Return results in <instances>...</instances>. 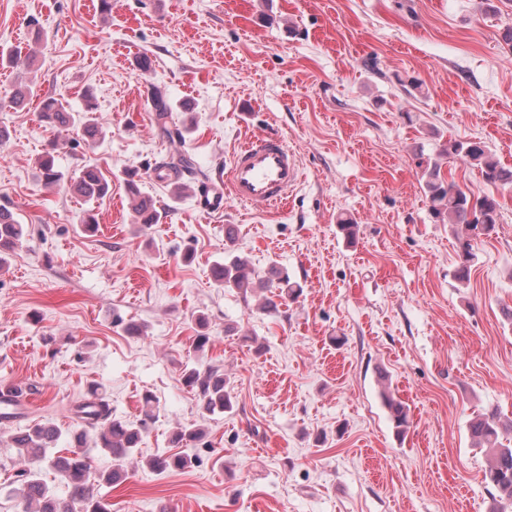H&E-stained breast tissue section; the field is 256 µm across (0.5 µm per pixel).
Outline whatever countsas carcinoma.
I'll use <instances>...</instances> for the list:
<instances>
[{
    "label": "carcinoma",
    "instance_id": "cac0c4a2",
    "mask_svg": "<svg viewBox=\"0 0 512 512\" xmlns=\"http://www.w3.org/2000/svg\"><path fill=\"white\" fill-rule=\"evenodd\" d=\"M154 107L161 132L168 139L184 138L187 128H170L166 119L171 111L165 92L155 89ZM41 117L52 128L59 131L75 129L88 145H94L105 136V127L96 115L92 99H86L83 111H74L63 98L46 96L41 103ZM477 169L483 180L491 184L512 186V169L503 165L481 140L451 141L443 146L436 157H419L426 199L433 218L441 224L454 227L460 248V263L454 278L464 283L468 279L470 263L474 260V243L495 233L501 211L499 201L489 195L480 194L469 188H462L453 180L442 175V159L448 156ZM39 177L47 185H57L68 180L74 194L86 201L104 198L109 192V182L103 173L93 165H88L70 178H65L56 166L54 157L48 153L38 160ZM158 177L174 185L175 192L182 189V180L193 176L197 168L192 157L180 154L155 163ZM129 204L132 211L145 225L157 224L162 214L149 196L141 193L134 182L128 183ZM23 237L22 224L15 213L7 206H0V266L5 256L12 252ZM212 280L223 288L238 290L243 298H248L252 289L265 291L261 306L268 312H277L287 301H295L302 292L301 286L291 280L288 272L273 267L266 279L255 278V272L247 257L228 254L222 262L211 268ZM187 386L197 389L205 413H223L232 409L233 401L224 373L217 368L205 371L192 368L185 372ZM381 385L379 397L388 418L398 436L406 434L409 426V409L397 398L389 386L385 371L378 372ZM75 415L82 422V428L71 436L72 450L59 455L52 461V467L60 480L67 485L70 502L58 499L41 478V468L46 460V450L55 447L60 439L58 428L52 423H36L14 432L11 447L16 449L18 460L23 467L16 470L15 482L20 485L23 503L21 512H112L110 504L93 493L91 476L93 467L89 457L81 451L87 437L86 428L96 430L97 447L112 454V469L98 474V481L114 486L126 481L125 464L139 447L143 431L150 414L137 421H124L112 418L109 402L91 387L82 402L75 407ZM468 436L473 447L487 456L485 479L496 491L495 506L492 512H506L505 505L512 506V423L502 421L497 412H479L471 418L467 426ZM201 432L193 427L181 426L171 435V443L188 446L198 442ZM197 463V458L175 455L155 456L147 461L149 468L162 473L170 469H184Z\"/></svg>",
    "mask_w": 512,
    "mask_h": 512
}]
</instances>
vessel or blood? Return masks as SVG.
Here are the masks:
<instances>
[{"label": "vessel or blood", "mask_w": 512, "mask_h": 512, "mask_svg": "<svg viewBox=\"0 0 512 512\" xmlns=\"http://www.w3.org/2000/svg\"><path fill=\"white\" fill-rule=\"evenodd\" d=\"M298 176L295 156L284 140L275 134L259 136L234 157L229 185L207 183L199 191L196 205L210 213H223L224 196L229 193L263 209L286 199Z\"/></svg>", "instance_id": "vessel-or-blood-1"}]
</instances>
